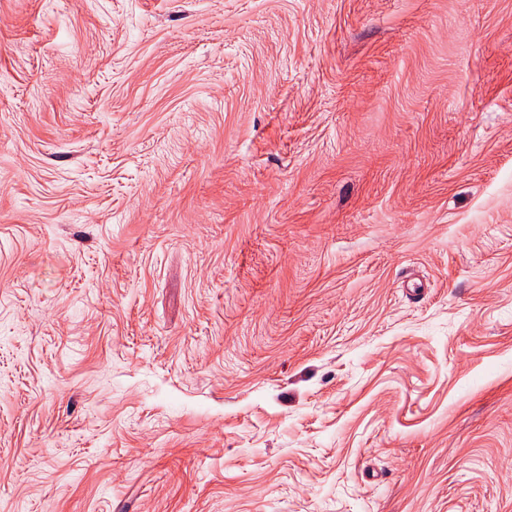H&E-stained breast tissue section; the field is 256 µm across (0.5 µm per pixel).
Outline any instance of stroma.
<instances>
[{
  "label": "stroma",
  "instance_id": "obj_1",
  "mask_svg": "<svg viewBox=\"0 0 512 512\" xmlns=\"http://www.w3.org/2000/svg\"><path fill=\"white\" fill-rule=\"evenodd\" d=\"M0 512H512V0H0Z\"/></svg>",
  "mask_w": 512,
  "mask_h": 512
}]
</instances>
